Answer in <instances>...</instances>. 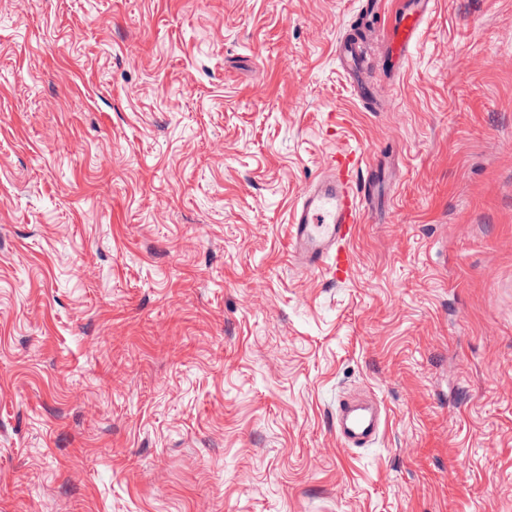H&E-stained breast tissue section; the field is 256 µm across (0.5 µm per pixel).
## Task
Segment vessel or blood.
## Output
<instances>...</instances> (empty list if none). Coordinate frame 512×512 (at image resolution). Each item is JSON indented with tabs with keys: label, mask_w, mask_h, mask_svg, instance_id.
<instances>
[{
	"label": "vessel or blood",
	"mask_w": 512,
	"mask_h": 512,
	"mask_svg": "<svg viewBox=\"0 0 512 512\" xmlns=\"http://www.w3.org/2000/svg\"><path fill=\"white\" fill-rule=\"evenodd\" d=\"M434 7L435 0H402L384 34L385 52L395 64L407 59ZM367 163L357 151H338L303 190L290 216L288 239L292 258L305 270H330L340 281L351 276L352 243L359 224L368 219L371 188L359 181V171ZM385 424L380 402L344 398L336 406V435L343 447H368Z\"/></svg>",
	"instance_id": "obj_1"
}]
</instances>
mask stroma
Returning <instances> with one entry per match:
<instances>
[{
  "instance_id": "35a3bbf8",
  "label": "stroma",
  "mask_w": 512,
  "mask_h": 512,
  "mask_svg": "<svg viewBox=\"0 0 512 512\" xmlns=\"http://www.w3.org/2000/svg\"><path fill=\"white\" fill-rule=\"evenodd\" d=\"M0 0V512H512V0ZM346 281L289 254L336 150ZM382 401L369 447L336 402ZM435 0H403L384 34L385 52L400 66L434 11Z\"/></svg>"
}]
</instances>
